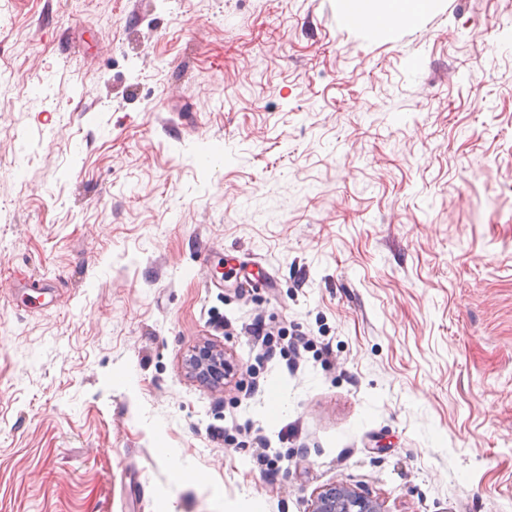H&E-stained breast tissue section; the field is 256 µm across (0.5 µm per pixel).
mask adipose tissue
I'll return each instance as SVG.
<instances>
[{
  "label": "adipose tissue",
  "instance_id": "1",
  "mask_svg": "<svg viewBox=\"0 0 512 512\" xmlns=\"http://www.w3.org/2000/svg\"><path fill=\"white\" fill-rule=\"evenodd\" d=\"M437 0H343L348 16L359 15L365 25L385 32L411 25L434 10Z\"/></svg>",
  "mask_w": 512,
  "mask_h": 512
}]
</instances>
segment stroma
Masks as SVG:
<instances>
[{"instance_id": "1", "label": "stroma", "mask_w": 512, "mask_h": 512, "mask_svg": "<svg viewBox=\"0 0 512 512\" xmlns=\"http://www.w3.org/2000/svg\"><path fill=\"white\" fill-rule=\"evenodd\" d=\"M337 482L512 512V0L383 37L340 0H0V512ZM245 333L254 348L259 349V354L264 359H272L279 344V337H274L269 332L260 318H254L247 324ZM208 348H206L207 354H203L202 356L198 353L200 351V348H198L191 356L192 359L187 360V367L190 372L194 373L195 375L199 374L201 376V372L203 374H214L219 376L220 372H223V368L221 367V363L224 360V352L220 349H216L213 346L207 345ZM220 356L222 358H220Z\"/></svg>"}]
</instances>
